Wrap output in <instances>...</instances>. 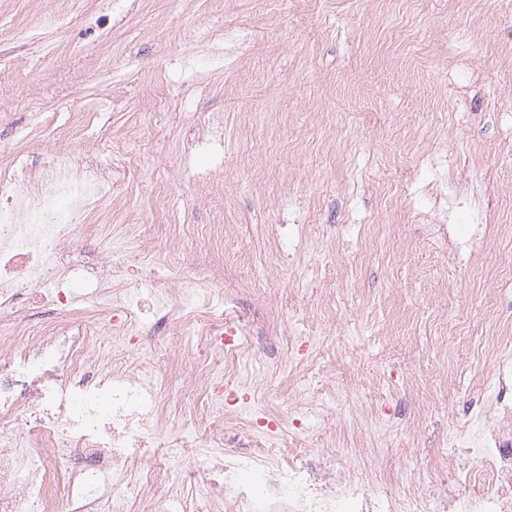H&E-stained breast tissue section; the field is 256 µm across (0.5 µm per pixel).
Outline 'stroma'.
I'll use <instances>...</instances> for the list:
<instances>
[{
    "mask_svg": "<svg viewBox=\"0 0 512 512\" xmlns=\"http://www.w3.org/2000/svg\"><path fill=\"white\" fill-rule=\"evenodd\" d=\"M512 0H0V171L53 151L102 169L88 224H136L156 247L175 226L222 222L189 257L236 293L264 362L258 413L288 417L300 377L350 389L313 425L371 448L379 492L448 476L449 427L512 335ZM440 142L481 192L469 261L428 229ZM300 255L270 270L278 227ZM322 337L290 361V330ZM390 418L376 435L350 408Z\"/></svg>",
    "mask_w": 512,
    "mask_h": 512,
    "instance_id": "1",
    "label": "stroma"
}]
</instances>
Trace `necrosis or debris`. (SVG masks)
I'll return each instance as SVG.
<instances>
[{
  "label": "necrosis or debris",
  "instance_id": "4bbe7bcc",
  "mask_svg": "<svg viewBox=\"0 0 512 512\" xmlns=\"http://www.w3.org/2000/svg\"><path fill=\"white\" fill-rule=\"evenodd\" d=\"M91 166L73 175L52 159L0 175V512H124L111 498L125 474L139 512H512V348L490 368L465 435L448 434V468L468 484L447 498L410 491L385 498L369 464L339 466L344 449L281 460L279 431L244 428L249 400L224 399L248 347L231 302L210 301L189 267L160 275L161 296L137 284L128 253L101 235L98 259L112 278L85 279L65 261L82 233L86 200L102 189ZM53 317L29 324V306ZM179 335L168 370L141 352L145 327ZM203 397L208 433L172 424L184 374ZM181 458L183 477L204 474L193 502L161 498L159 458Z\"/></svg>",
  "mask_w": 512,
  "mask_h": 512
}]
</instances>
